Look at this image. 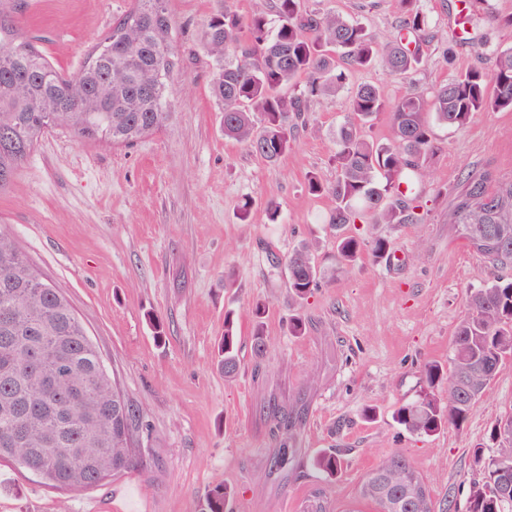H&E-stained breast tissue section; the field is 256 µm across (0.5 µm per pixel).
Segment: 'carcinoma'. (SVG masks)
I'll use <instances>...</instances> for the list:
<instances>
[{
  "instance_id": "obj_1",
  "label": "carcinoma",
  "mask_w": 512,
  "mask_h": 512,
  "mask_svg": "<svg viewBox=\"0 0 512 512\" xmlns=\"http://www.w3.org/2000/svg\"><path fill=\"white\" fill-rule=\"evenodd\" d=\"M112 23L77 72L57 71L21 32L18 0H0V192L30 157L39 137L60 128L86 143L129 146L161 130L173 118L172 94L181 72L173 42L169 0H134ZM201 32L211 60L213 97L224 136L243 143L270 164L288 153L309 103L341 88L345 69L381 64L407 79L422 63L427 16L417 0H400L401 24L378 50L364 26L332 12H316L303 0H268V8L244 18L217 0ZM349 115L336 130V181L308 179L314 196L335 201L329 217L336 230V261L351 265L364 250H389L381 238L349 235L345 228L363 212L385 224L419 221L413 190L417 171L436 153L431 125L462 128L476 112L512 110V48L496 68L470 69L429 93L411 89L396 100L372 84L357 87ZM391 116L392 137L368 139L363 127L378 114ZM455 235L486 268H512V181L492 191L471 184L449 216ZM288 288L303 299L319 287L322 273L312 250L288 254ZM265 304L252 307L253 346L265 350ZM218 354L224 375L237 371L233 314L224 315ZM512 355V278H496L470 292L453 341L454 369L441 396L438 364L424 365L416 399L400 405L394 421L417 436L462 425L481 399L502 359ZM143 429L140 410L118 388L69 300L46 281L0 224V459L70 490L99 487L110 477L144 465L135 448ZM487 453L473 448L481 479L471 483L468 512H505L512 494H489L512 483V430L496 423ZM69 448L81 453L70 454ZM313 466L328 477L341 462L332 453ZM426 480L401 451L368 471L358 503L370 512H436L431 494L414 499L412 482ZM233 488L209 492L202 512H227Z\"/></svg>"
}]
</instances>
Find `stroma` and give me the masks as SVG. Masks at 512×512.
I'll list each match as a JSON object with an SVG mask.
<instances>
[{
	"mask_svg": "<svg viewBox=\"0 0 512 512\" xmlns=\"http://www.w3.org/2000/svg\"><path fill=\"white\" fill-rule=\"evenodd\" d=\"M25 35L60 71H76L131 0H21ZM308 8L358 20L376 47L397 33V0H307ZM216 0H170L183 60L175 121L122 148L46 133L9 187L0 224L42 276L68 298L121 390L141 410L143 468L90 490H64L0 460V512H200L208 490L234 489L231 512H350L358 485L393 451L425 477L437 505L467 512L479 478L476 444L512 412V356L459 427L420 437L393 419L415 399L426 363L453 370L452 342L471 290L494 275L458 239L448 215L470 183L512 180V112H479L461 129L434 126L438 152L417 190L425 218L351 234L382 238L386 257L363 253L336 266L327 220L331 196L309 177L336 180L332 133L358 85L391 99L428 91L472 68L493 71L512 47V0H419L430 37L410 81L374 66L348 71L342 88L311 103L292 148L268 164L225 138L198 34ZM249 222L239 219L244 200ZM277 205V219L266 208ZM315 244L320 288L296 302L285 260ZM263 302L266 349L255 354L250 308ZM233 312L239 369L225 379L217 344ZM305 324L288 331L292 316ZM164 325L156 337L151 317ZM334 453L331 478L313 467Z\"/></svg>",
	"mask_w": 512,
	"mask_h": 512,
	"instance_id": "stroma-1",
	"label": "stroma"
}]
</instances>
